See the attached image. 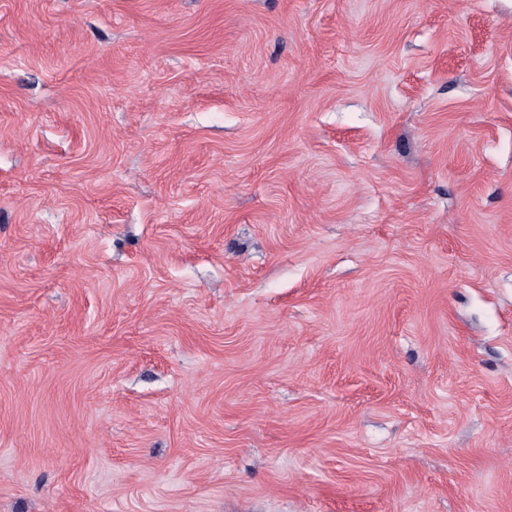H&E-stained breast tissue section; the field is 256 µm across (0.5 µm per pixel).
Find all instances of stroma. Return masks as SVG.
<instances>
[{
	"label": "stroma",
	"instance_id": "obj_1",
	"mask_svg": "<svg viewBox=\"0 0 512 512\" xmlns=\"http://www.w3.org/2000/svg\"><path fill=\"white\" fill-rule=\"evenodd\" d=\"M0 512H512V0H0Z\"/></svg>",
	"mask_w": 512,
	"mask_h": 512
}]
</instances>
